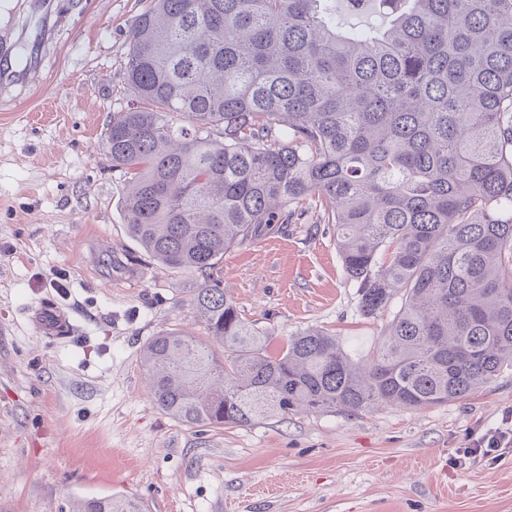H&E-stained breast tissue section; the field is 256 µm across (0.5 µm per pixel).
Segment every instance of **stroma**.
Here are the masks:
<instances>
[{
  "mask_svg": "<svg viewBox=\"0 0 512 512\" xmlns=\"http://www.w3.org/2000/svg\"><path fill=\"white\" fill-rule=\"evenodd\" d=\"M44 48L26 0L0 33L43 59L46 82L0 103V512H65L122 494L148 512H512V447L457 467L468 436L512 411V369L470 397L422 410L298 412L247 427L189 428L154 403L139 351L157 332L203 335V277L162 269L125 233L124 185L101 150L126 107L131 20L147 0H51ZM221 286L278 351L308 329L367 358L393 310L367 318L309 212L227 251ZM73 333L39 332L42 304Z\"/></svg>",
  "mask_w": 512,
  "mask_h": 512,
  "instance_id": "stroma-1",
  "label": "stroma"
}]
</instances>
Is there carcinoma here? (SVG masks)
Masks as SVG:
<instances>
[{
	"label": "carcinoma",
	"instance_id": "carcinoma-1",
	"mask_svg": "<svg viewBox=\"0 0 512 512\" xmlns=\"http://www.w3.org/2000/svg\"><path fill=\"white\" fill-rule=\"evenodd\" d=\"M342 27L332 0H149L128 31V108L103 149L127 235L199 272L208 340L140 350L158 408L189 427L299 411L422 409L512 368V0H379ZM311 201L362 315L399 309L364 362L309 329L272 354L219 287L229 249ZM69 512H144L124 496ZM336 5L340 11L337 14L340 15L342 22H344L346 26L366 27L380 25L383 22V18L377 13L371 11L362 13L351 11L346 0H338Z\"/></svg>",
	"mask_w": 512,
	"mask_h": 512
}]
</instances>
